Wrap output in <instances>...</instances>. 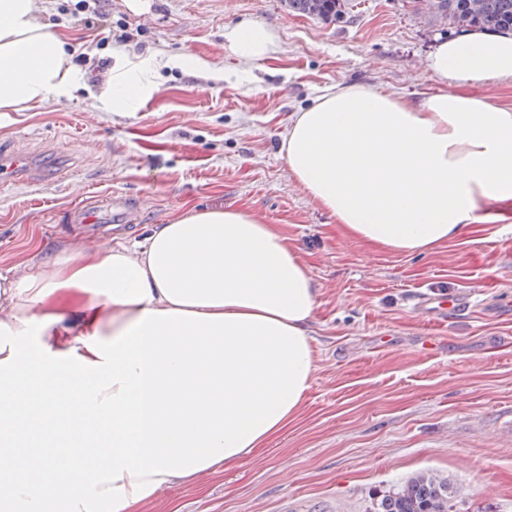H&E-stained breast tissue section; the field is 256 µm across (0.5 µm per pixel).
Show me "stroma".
Instances as JSON below:
<instances>
[{
    "label": "stroma",
    "mask_w": 512,
    "mask_h": 512,
    "mask_svg": "<svg viewBox=\"0 0 512 512\" xmlns=\"http://www.w3.org/2000/svg\"><path fill=\"white\" fill-rule=\"evenodd\" d=\"M77 0H38L37 18L67 41L85 87L0 112V163L29 167L0 185V272L72 237L87 248L133 242L192 206L243 210L288 235L318 288L314 372L295 422L255 457L173 488L142 512H375L411 476H448V512H512V216L469 225L426 253L395 254L348 234L288 171L282 137L330 85L379 87L413 100L437 90L427 69L455 28L413 0H349L337 21L287 0H109L111 32ZM262 23L278 50L239 58L227 29ZM136 55L192 54L211 70H163L143 109L103 112L90 93L117 35ZM121 198L125 222L90 238L74 217ZM471 296L466 315L428 329L416 291Z\"/></svg>",
    "instance_id": "1"
}]
</instances>
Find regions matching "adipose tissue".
Listing matches in <instances>:
<instances>
[{"label": "adipose tissue", "mask_w": 512, "mask_h": 512, "mask_svg": "<svg viewBox=\"0 0 512 512\" xmlns=\"http://www.w3.org/2000/svg\"><path fill=\"white\" fill-rule=\"evenodd\" d=\"M253 61L260 24L226 31ZM35 0H0V112L84 80ZM96 107L133 112L160 70L195 55L112 52ZM440 89L329 86L282 147L291 175L357 238L423 253L512 201V109L457 85L512 77V32L440 40ZM317 288L287 235L236 208L191 207L134 244L0 273V512H137L173 486L254 456L291 424L310 387Z\"/></svg>", "instance_id": "adipose-tissue-1"}]
</instances>
